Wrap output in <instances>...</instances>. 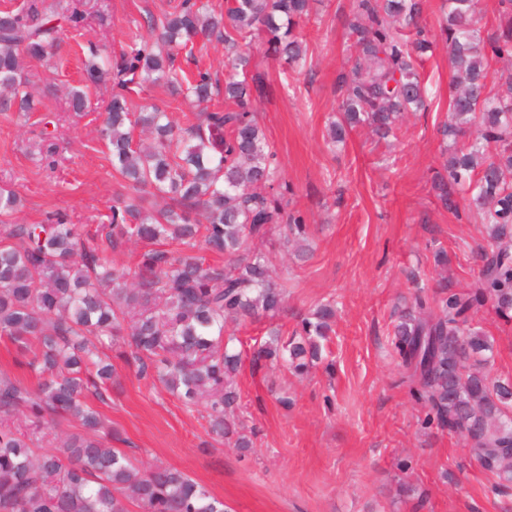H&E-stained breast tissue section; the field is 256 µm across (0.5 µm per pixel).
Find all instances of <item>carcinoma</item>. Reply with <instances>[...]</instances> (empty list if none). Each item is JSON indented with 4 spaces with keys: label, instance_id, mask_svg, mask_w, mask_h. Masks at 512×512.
<instances>
[{
    "label": "carcinoma",
    "instance_id": "cac0c4a2",
    "mask_svg": "<svg viewBox=\"0 0 512 512\" xmlns=\"http://www.w3.org/2000/svg\"><path fill=\"white\" fill-rule=\"evenodd\" d=\"M25 0L0 9V112H32L20 57L41 60L66 26L82 17L81 0ZM495 31L483 34L475 0H442V41L455 87L437 134L446 143L431 189L460 216V194L486 229L477 285L446 286L431 299L418 290L393 323L391 345L408 372L410 393L424 404V423L459 434L498 487L512 485V378L491 374L493 343L475 320L490 304L512 321V88L490 85L491 61L512 60V0H500ZM310 0H226L215 14L206 0H180L175 11L148 20L149 36L111 59L91 50L85 85L70 88L67 105L92 108L88 85L109 80L115 92L100 135L121 191L107 222L91 232L55 212L44 224H13L21 199L0 187V339L15 346L33 386L0 379V512H226L224 502L183 471L136 467L90 398L105 401L116 368L111 351L130 350L138 372L150 374L185 406L206 409L209 433L253 442L237 423L236 377L241 354L224 342L229 324L275 317L286 289L275 283L268 256L252 248L283 225V238L303 249L309 225L290 208L274 147L259 127L247 81L251 56L242 42L264 34L285 66L306 63L296 33ZM421 0H353L351 67L336 79L345 123L330 122L329 143L348 129L372 128L397 138L406 112L427 107L420 73L434 40L421 22ZM224 42V109L208 110L218 81L189 77L175 57L198 37ZM162 81L202 107L199 123L182 131L156 107L135 110L130 85ZM149 246L133 268H119L101 242ZM174 242L177 251L160 248ZM205 248L225 263L196 254ZM336 300L322 302L287 337L275 328L254 361L286 354L302 375L322 360L333 332ZM79 430L59 439V426Z\"/></svg>",
    "mask_w": 512,
    "mask_h": 512
}]
</instances>
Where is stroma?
Returning a JSON list of instances; mask_svg holds the SVG:
<instances>
[{
    "mask_svg": "<svg viewBox=\"0 0 512 512\" xmlns=\"http://www.w3.org/2000/svg\"><path fill=\"white\" fill-rule=\"evenodd\" d=\"M178 3L91 0L98 18L67 28L53 55L25 60L35 109L0 112V182L22 199L15 223L37 224L54 211L86 230L105 221L120 189L99 133L112 84L90 87L93 108L82 115L67 111L65 89L81 84L89 46L118 52L147 36L148 18ZM310 5L299 28L306 67L282 73L257 36L247 81L291 205L312 231L303 259L278 239L265 245L273 276L288 291L277 322L292 330L299 314L335 299L326 362L300 377L276 362L253 363L267 325L235 327L244 355L236 382L254 442L245 454L209 435L204 407L186 408L121 360L98 409L135 464L179 468L229 512H512V488L492 492L460 437L422 426L424 408L388 346L393 313L416 286L433 296L441 282L467 291L477 280L482 225L456 219L431 190L443 162L436 126L448 113V55L440 45L426 55L422 75L433 99L427 111L405 115L397 140L378 143L358 127L346 144L329 148L325 133L338 112L336 76L348 56L352 0ZM132 100L166 108L177 127L195 122V106L168 85L147 86ZM438 247L448 252L443 270L434 265ZM477 319L494 344V375L512 377V323L487 306Z\"/></svg>",
    "mask_w": 512,
    "mask_h": 512,
    "instance_id": "1",
    "label": "stroma"
}]
</instances>
